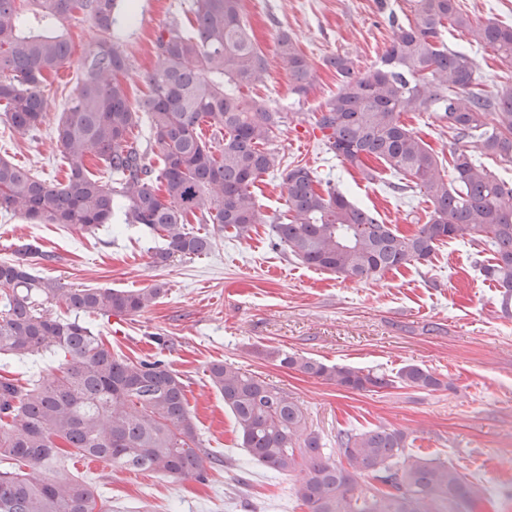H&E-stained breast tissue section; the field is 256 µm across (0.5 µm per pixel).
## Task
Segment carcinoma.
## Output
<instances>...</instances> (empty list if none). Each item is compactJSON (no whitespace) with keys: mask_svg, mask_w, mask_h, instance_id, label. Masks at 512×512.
I'll return each mask as SVG.
<instances>
[{"mask_svg":"<svg viewBox=\"0 0 512 512\" xmlns=\"http://www.w3.org/2000/svg\"><path fill=\"white\" fill-rule=\"evenodd\" d=\"M117 0H0V104L20 132L38 129L49 104L41 86L73 56L65 23L80 14L102 34L79 60L81 78L55 129L68 160L67 180L48 183L0 156V209L36 224L92 230L112 223L140 224L163 241L157 265L206 253L214 239L192 221L238 236L267 224L276 245L301 263L343 280L377 281L391 270L427 263L446 240L478 247L475 265L512 310V180L485 160H512V86L487 91L475 63L452 49L445 32L467 35L470 47L512 62V24L476 21L459 0H414V20L392 17L393 38L380 64L358 75L346 56L326 64L340 87L315 115L326 152L369 174L381 161L398 182L431 201L427 221L411 235L358 206L331 181L297 163L281 167L268 144L288 115L259 97L265 56L241 15L240 0H193L190 29L172 24L156 36L158 62L149 92L130 98L129 58L112 35ZM277 54L291 90L313 84V65L283 31ZM434 112L460 146L448 162L402 120ZM149 124L162 167L130 139ZM213 128L203 139L201 126ZM106 163L112 183L94 178L87 163ZM451 178H446L445 169ZM282 170L287 210L264 214L252 187ZM164 288L123 291L66 288L32 273L28 264L0 262V355L20 361L41 353L58 358L57 373L24 387L0 375V512H105L93 485L69 475L73 454L110 461L129 471L202 480L214 457L200 440L188 410L186 385L163 361L112 353L80 317L133 316ZM74 314L54 317L44 305ZM254 353L346 389L378 393L399 384L424 391L448 387L416 364L397 379L349 365L326 364L276 348ZM211 385L234 418L241 446L265 468L298 473L296 498L307 512H483L493 506L484 487L446 462L407 451L405 432L377 427L341 432L336 453L322 450L298 403L254 373L221 361L209 366Z\"/></svg>","mask_w":512,"mask_h":512,"instance_id":"carcinoma-1","label":"carcinoma"}]
</instances>
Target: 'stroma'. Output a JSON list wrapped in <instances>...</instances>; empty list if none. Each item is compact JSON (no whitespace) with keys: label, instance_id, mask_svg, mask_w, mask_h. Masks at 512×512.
Returning <instances> with one entry per match:
<instances>
[{"label":"stroma","instance_id":"35a3bbf8","mask_svg":"<svg viewBox=\"0 0 512 512\" xmlns=\"http://www.w3.org/2000/svg\"><path fill=\"white\" fill-rule=\"evenodd\" d=\"M191 3L134 0L131 20H120L131 96L146 92L145 77L157 63L158 31L184 20ZM243 10L267 63L258 95L279 111L309 114L337 91L326 58L347 56L356 73H365L390 46V17L410 12L409 0H243ZM283 31L315 67V81L302 97L292 93L276 54ZM80 77L73 61L44 84L49 111L37 130L20 132L0 118V156L47 182L64 181L67 160L54 129ZM403 120L440 157L455 148L434 113L412 112ZM269 146L284 163H306L331 179L351 201L377 210L401 233L416 230L432 208L418 191L393 192L394 177L382 162H372L367 178L325 153L311 122L287 124ZM23 241L51 251V258L30 256L26 262L68 288H165L148 310L117 324L99 316L92 327L114 353L161 359L182 376L199 437L216 463L198 482L71 456L69 473L92 483L108 512H305L293 494L294 477L271 472L240 447L233 417L207 376L216 361L288 391L326 451L336 450L342 430L399 429L411 438L413 452L482 481L499 512H512V315L502 312L498 288L473 265L472 246L443 242L431 262L365 283L307 267L274 248L265 224L241 237L216 233L208 254L158 266L152 252L161 239L122 219L88 232L33 224L0 210V261L17 260L16 246ZM259 345L391 377L417 364L446 386L434 392L347 390L256 356Z\"/></svg>","mask_w":512,"mask_h":512}]
</instances>
